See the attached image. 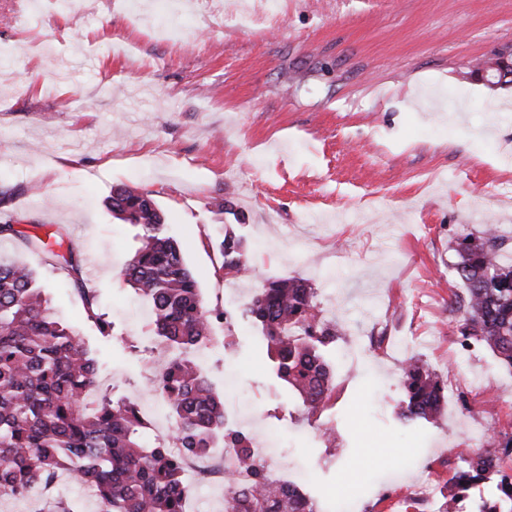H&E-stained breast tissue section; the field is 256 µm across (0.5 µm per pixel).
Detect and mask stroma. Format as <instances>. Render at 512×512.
Returning a JSON list of instances; mask_svg holds the SVG:
<instances>
[{"mask_svg":"<svg viewBox=\"0 0 512 512\" xmlns=\"http://www.w3.org/2000/svg\"><path fill=\"white\" fill-rule=\"evenodd\" d=\"M509 45L512 0H0V188L14 193L0 224L17 229L0 255L29 263L98 359L97 397L134 402L145 441L168 440L151 309L120 276L138 231L105 205L117 185L150 191L206 307L224 312L191 357L235 430L285 460L317 512H336L350 480L351 512H425L409 492L429 473L448 481L450 448L512 434V368L448 309L460 237L495 225L512 261V84L469 75ZM229 226L252 277L219 269ZM27 235L73 248L111 335ZM293 276L342 327L324 351L330 441L245 313L261 280ZM411 360L448 385L435 418L399 416ZM58 498L98 509L63 477L0 512Z\"/></svg>","mask_w":512,"mask_h":512,"instance_id":"stroma-1","label":"stroma"}]
</instances>
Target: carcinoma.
<instances>
[{"label":"carcinoma","instance_id":"1","mask_svg":"<svg viewBox=\"0 0 512 512\" xmlns=\"http://www.w3.org/2000/svg\"><path fill=\"white\" fill-rule=\"evenodd\" d=\"M114 216L141 230L140 244L122 271L124 281L149 302L154 331L165 348L155 386L175 418L173 434L147 447L145 427L132 401L104 398L89 407L98 365L82 339L59 320L45 289L20 257H0V497H25L48 489L65 475L88 486L101 512H185V459L205 458L222 439L249 472L246 482L229 481L224 512H316L293 485L269 478L253 455L251 439L224 430V400L187 354L210 341L224 312L204 305L198 280L152 194L137 187L112 190ZM504 236L489 227L457 245L454 278L457 328L466 339L490 349L512 368V264L502 261ZM224 275L250 269L240 238L230 231L217 244ZM71 286L81 293L88 320L103 336L113 325L99 311L97 296L83 288L81 264L72 249L59 255ZM317 293L299 277L269 278L256 288L246 314L258 322L277 374L302 399L311 417L326 409L336 390L321 347L339 331L319 317ZM406 421L436 416L447 384L418 361L403 369ZM502 451H487L461 465L448 479L457 498L470 484L512 455V435ZM499 499L485 512H512V482L502 481Z\"/></svg>","mask_w":512,"mask_h":512}]
</instances>
